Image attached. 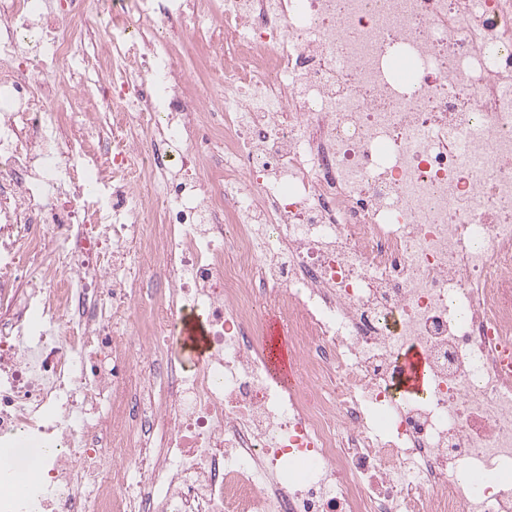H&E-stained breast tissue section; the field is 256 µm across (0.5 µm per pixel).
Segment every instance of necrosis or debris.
Instances as JSON below:
<instances>
[{
	"instance_id": "4bbe7bcc",
	"label": "necrosis or debris",
	"mask_w": 512,
	"mask_h": 512,
	"mask_svg": "<svg viewBox=\"0 0 512 512\" xmlns=\"http://www.w3.org/2000/svg\"><path fill=\"white\" fill-rule=\"evenodd\" d=\"M118 2L0 0V512H512V0ZM289 347L292 353V346L290 339L288 337ZM288 347V343L285 339L284 331L275 324H269L267 326V337H266V350L268 351L270 361L269 365L270 367H273L275 370L279 372V380L284 385H288V387L293 386L297 383L298 378L294 371V363L293 358L290 354ZM276 352V358L277 364L274 365L272 362V357H274V353ZM293 355V353H292ZM409 372L404 380V388L410 391H420L427 383L428 367L423 355L416 349L407 353Z\"/></svg>"
}]
</instances>
